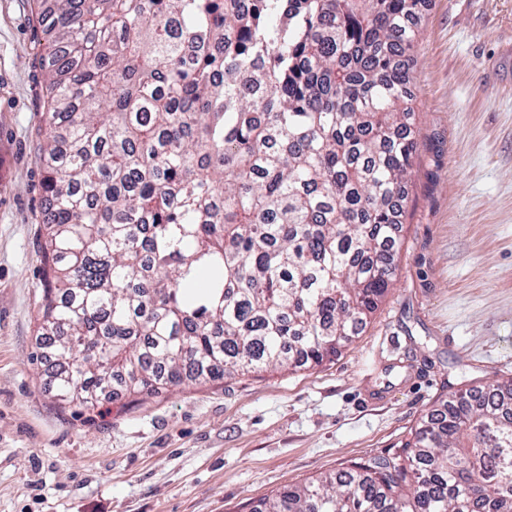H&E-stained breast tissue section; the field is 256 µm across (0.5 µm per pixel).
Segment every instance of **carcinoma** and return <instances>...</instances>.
<instances>
[{"mask_svg":"<svg viewBox=\"0 0 512 512\" xmlns=\"http://www.w3.org/2000/svg\"><path fill=\"white\" fill-rule=\"evenodd\" d=\"M425 0H53L40 336L93 404L318 367L391 283ZM254 512H512V380Z\"/></svg>","mask_w":512,"mask_h":512,"instance_id":"1","label":"carcinoma"}]
</instances>
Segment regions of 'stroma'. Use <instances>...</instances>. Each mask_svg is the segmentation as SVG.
Here are the masks:
<instances>
[{"label":"stroma","instance_id":"obj_1","mask_svg":"<svg viewBox=\"0 0 512 512\" xmlns=\"http://www.w3.org/2000/svg\"><path fill=\"white\" fill-rule=\"evenodd\" d=\"M49 4L0 0V512H252L512 378V0H430L402 246L357 336L314 368L61 409L36 328Z\"/></svg>","mask_w":512,"mask_h":512}]
</instances>
